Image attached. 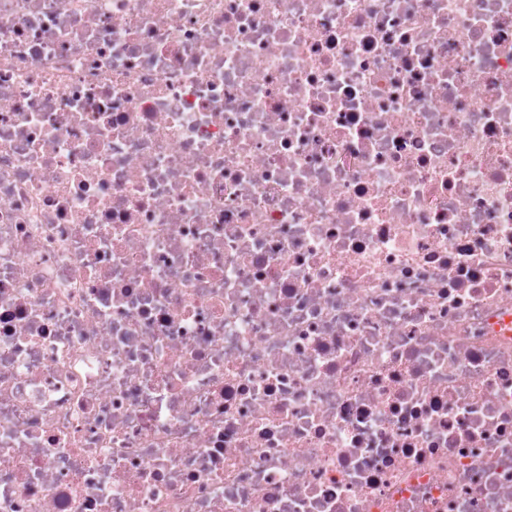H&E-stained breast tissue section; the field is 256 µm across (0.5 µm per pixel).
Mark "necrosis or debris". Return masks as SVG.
<instances>
[{"mask_svg": "<svg viewBox=\"0 0 512 512\" xmlns=\"http://www.w3.org/2000/svg\"><path fill=\"white\" fill-rule=\"evenodd\" d=\"M0 512H512V0H0Z\"/></svg>", "mask_w": 512, "mask_h": 512, "instance_id": "obj_1", "label": "necrosis or debris"}]
</instances>
